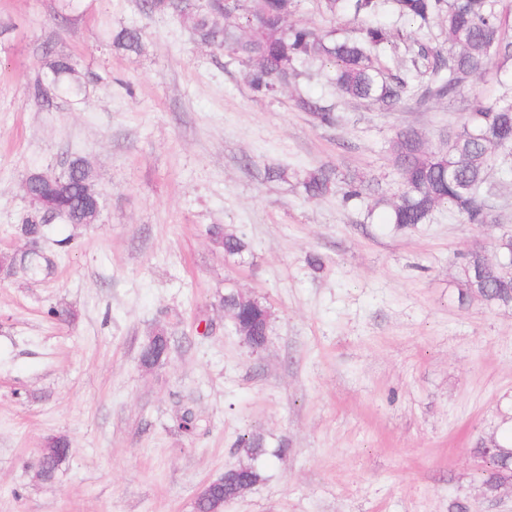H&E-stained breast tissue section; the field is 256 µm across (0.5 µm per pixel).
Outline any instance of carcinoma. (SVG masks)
<instances>
[{"mask_svg":"<svg viewBox=\"0 0 512 512\" xmlns=\"http://www.w3.org/2000/svg\"><path fill=\"white\" fill-rule=\"evenodd\" d=\"M299 0H141L148 15H172L189 24L193 36L203 44L222 50L245 67V79L259 97H274L295 84L304 63L317 60L332 69L331 83L344 97L379 103L399 104L407 94L409 81L427 77L419 99L453 98L464 83L491 68L499 74L500 91L491 99H481L456 128L448 129V147L432 149L419 132L407 128L389 141L388 151L397 170L401 189L387 199L381 195L376 206L384 209L383 223L410 228L429 223L433 213L446 207L466 223L489 224L491 206L488 172L492 163L512 161V0H319L330 20L352 17L361 23L359 35L339 38L337 29L293 25L289 17ZM418 29L438 24L446 43L433 46L415 42L412 74H393L380 63L381 47L388 31L375 22L386 6ZM143 33L136 27L123 28L112 36L118 49L138 52ZM48 57L32 87V96L43 107L62 99L77 105L86 96L87 81L70 56L44 48ZM318 124L336 122L333 109L311 98L298 101ZM309 198H320L336 187V174L317 168L300 178ZM342 200L363 198L368 187L350 178L339 187ZM24 198H42L52 203L48 211L33 209L16 228L17 236L33 246L29 252L15 251L0 256V268L11 275L22 274L42 280L55 269L52 256L41 247L47 227L54 223L96 224L104 207V197L95 185L87 159L73 156L65 161L60 178L53 182L30 176L22 180ZM207 235L230 259L250 251L242 234L229 232L221 224L207 228ZM461 297L476 300L487 308L512 306V278L499 267L483 262L481 252L468 254ZM230 312V325L238 335L252 337L254 350L268 342L269 323L262 316L264 303L244 299L230 292L222 299ZM159 339L142 346L140 359H166L170 338L163 327L155 330ZM51 447L60 452L45 462L55 473L66 459L69 443L55 439ZM484 463L482 486L487 496L512 488V435L504 441L482 444L473 449ZM236 498L231 484L210 490L206 501L195 503L201 512H224V504Z\"/></svg>","mask_w":512,"mask_h":512,"instance_id":"cac0c4a2","label":"carcinoma"}]
</instances>
